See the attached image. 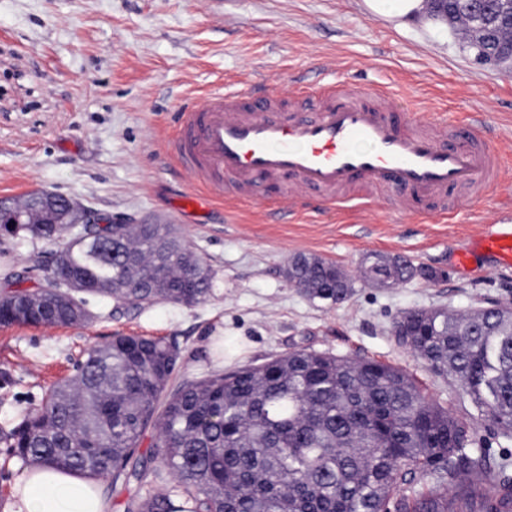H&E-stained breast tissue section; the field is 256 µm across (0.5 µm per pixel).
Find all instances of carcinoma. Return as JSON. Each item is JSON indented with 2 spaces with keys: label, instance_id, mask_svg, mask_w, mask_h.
<instances>
[{
  "label": "carcinoma",
  "instance_id": "obj_1",
  "mask_svg": "<svg viewBox=\"0 0 512 512\" xmlns=\"http://www.w3.org/2000/svg\"><path fill=\"white\" fill-rule=\"evenodd\" d=\"M448 24L509 48L512 5L474 11L447 0ZM23 234L56 248L49 279L78 281L43 301L17 288L0 325H76L86 297L194 307L213 272L170 224H111L83 233L50 223L26 196ZM288 282L328 306L354 291L332 261L297 254ZM435 374L458 380L478 411L512 435V308L451 316L412 309L394 323ZM181 354L162 338L116 335L4 434L23 464L136 484L125 512H512V465L473 447L467 424L402 370L370 358L295 350L261 365L165 386ZM156 429L149 451L143 432Z\"/></svg>",
  "mask_w": 512,
  "mask_h": 512
}]
</instances>
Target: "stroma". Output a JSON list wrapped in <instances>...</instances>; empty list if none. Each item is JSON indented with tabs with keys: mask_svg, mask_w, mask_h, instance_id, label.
Instances as JSON below:
<instances>
[{
	"mask_svg": "<svg viewBox=\"0 0 512 512\" xmlns=\"http://www.w3.org/2000/svg\"><path fill=\"white\" fill-rule=\"evenodd\" d=\"M297 74L379 89L452 123L485 115L512 138V69L477 63L444 20L376 16L364 0H0V200L48 190L138 224H172L214 271L210 297L194 307L120 308L93 297L92 317L79 325L0 326V433L72 377L90 347L121 333L175 342L191 378L303 348L372 358L403 369L468 422L477 450L512 461V439L392 331L411 309L512 305V270L490 277L481 263L460 270L452 258L512 206V150L485 203L457 197L444 224L403 211L388 191L366 212L292 221L270 216L265 193L235 207L174 209L186 185L164 141L182 101L226 80L284 96ZM47 250L38 239L0 235V290L12 271L39 284ZM300 253L339 264L352 297L330 307L290 285L285 269ZM373 253L403 256L438 277L378 286L362 275Z\"/></svg>",
	"mask_w": 512,
	"mask_h": 512,
	"instance_id": "35a3bbf8",
	"label": "stroma"
}]
</instances>
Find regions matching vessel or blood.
<instances>
[{"mask_svg": "<svg viewBox=\"0 0 512 512\" xmlns=\"http://www.w3.org/2000/svg\"><path fill=\"white\" fill-rule=\"evenodd\" d=\"M277 98L219 85L181 106L165 148L188 187L186 204L210 206L228 190L247 202L273 187L277 212L293 215L310 200L326 209L369 205V196L352 191L361 185L443 218L449 192L480 200L502 178L503 145L488 135L486 119L451 124L346 82L325 88L295 78L287 110ZM479 254L490 272L511 269L512 225L475 237L456 253V267Z\"/></svg>", "mask_w": 512, "mask_h": 512, "instance_id": "b4317fda", "label": "vessel or blood"}]
</instances>
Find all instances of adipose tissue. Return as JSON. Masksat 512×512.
I'll list each match as a JSON object with an SVG mask.
<instances>
[{
  "label": "adipose tissue",
  "mask_w": 512,
  "mask_h": 512,
  "mask_svg": "<svg viewBox=\"0 0 512 512\" xmlns=\"http://www.w3.org/2000/svg\"><path fill=\"white\" fill-rule=\"evenodd\" d=\"M13 512H112L100 481L35 466L13 493Z\"/></svg>",
  "instance_id": "1"
}]
</instances>
